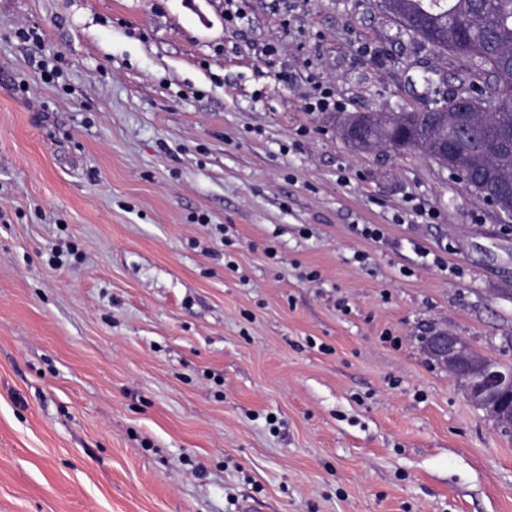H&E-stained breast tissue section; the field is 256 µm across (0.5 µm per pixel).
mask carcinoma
<instances>
[{"mask_svg":"<svg viewBox=\"0 0 512 512\" xmlns=\"http://www.w3.org/2000/svg\"><path fill=\"white\" fill-rule=\"evenodd\" d=\"M390 0L382 6L400 31L435 52H450L465 64L466 76L458 86L472 100L488 99L498 105L491 112H454L458 173L465 185L505 214L503 191L512 192V0ZM420 98L432 105L451 106L441 98L442 83L422 76ZM437 125L424 112H409L396 129H382L373 144L396 152H421L435 162L428 146Z\"/></svg>","mask_w":512,"mask_h":512,"instance_id":"cac0c4a2","label":"carcinoma"}]
</instances>
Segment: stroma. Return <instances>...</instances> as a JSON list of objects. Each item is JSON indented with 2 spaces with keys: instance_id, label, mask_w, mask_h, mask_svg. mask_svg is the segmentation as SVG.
Here are the masks:
<instances>
[{
  "instance_id": "35a3bbf8",
  "label": "stroma",
  "mask_w": 512,
  "mask_h": 512,
  "mask_svg": "<svg viewBox=\"0 0 512 512\" xmlns=\"http://www.w3.org/2000/svg\"><path fill=\"white\" fill-rule=\"evenodd\" d=\"M426 68L373 0H0V512H512L422 349L512 368V219L339 132Z\"/></svg>"
}]
</instances>
